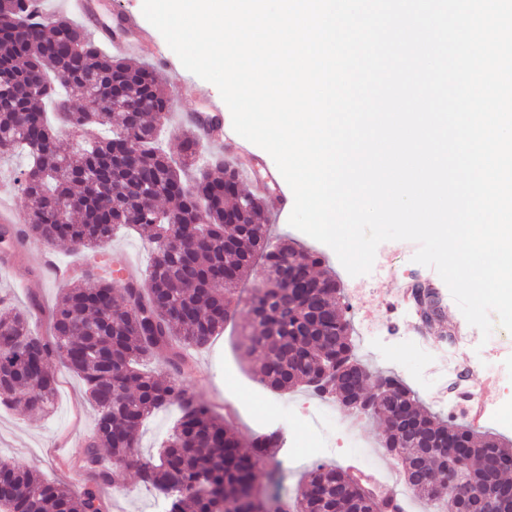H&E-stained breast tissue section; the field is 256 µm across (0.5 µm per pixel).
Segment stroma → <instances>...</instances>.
Masks as SVG:
<instances>
[{
    "label": "stroma",
    "mask_w": 512,
    "mask_h": 512,
    "mask_svg": "<svg viewBox=\"0 0 512 512\" xmlns=\"http://www.w3.org/2000/svg\"><path fill=\"white\" fill-rule=\"evenodd\" d=\"M140 26L149 31L154 42L163 52V62L154 69L161 77L169 99L170 113L160 134V145L172 157H179L180 135L183 130L179 115L196 112L218 114L224 128H231L232 117L215 85L200 81L187 71L177 55L170 49L159 31L153 30L148 21ZM203 155H224L226 160L240 158L254 169L253 178H241L244 190H252L254 181L265 182L264 197L267 208L278 204L284 180L272 157L262 148L233 136L231 152L222 147L202 145ZM272 240H288L307 249H318L328 259V267L335 271L343 298H355L357 305L381 323L383 331L375 339L376 356L368 358V365L376 370L407 379L412 366L426 365L449 347L448 336L454 333L465 318L452 298L450 291L435 269L415 263V243L386 241L377 252L387 259L385 275L366 281L359 295L350 293V276L327 245L291 227L288 222L272 225ZM42 242L27 238L19 242L20 260L0 266V293L11 298L15 307L30 309V328L33 333L45 336L50 331L48 315L59 294L62 283L56 282L42 270L39 254ZM104 258L122 275L143 278L150 262L149 248L143 238L133 230L117 233L104 250ZM424 284L438 294L441 302L437 328L422 327L415 308L399 305L394 313H387L384 299L400 284ZM39 302V309H32V302ZM249 316L248 302H241L236 320L227 324L223 332L205 348L193 351L192 370L185 377L188 391L198 400L211 405L221 413L229 427L245 441L257 434L255 423L266 418L270 400L282 404L298 405L311 401L309 392L296 388L275 393L260 389L241 361L237 349L238 324ZM475 341H483V348H469V357L478 359L475 367L461 366L458 374L449 379L446 394L455 398L457 390L473 393L479 402L489 408H500L501 415L489 425L488 430L506 439H512V380L500 378L499 371L512 368V333L494 328L490 337L473 331ZM60 386L52 413L43 415L23 410L0 407V459L39 471L45 478L81 490L88 477L78 471L74 463L82 455L85 439L95 423V411L85 392L82 381L63 364L54 363ZM105 512H153L156 498L139 481L135 470L122 476L121 487L103 486Z\"/></svg>",
    "instance_id": "1"
}]
</instances>
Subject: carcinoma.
<instances>
[{
    "instance_id": "cac0c4a2",
    "label": "carcinoma",
    "mask_w": 512,
    "mask_h": 512,
    "mask_svg": "<svg viewBox=\"0 0 512 512\" xmlns=\"http://www.w3.org/2000/svg\"><path fill=\"white\" fill-rule=\"evenodd\" d=\"M122 87L142 110L120 103L118 124L110 112H68L74 99L112 98ZM62 110L64 126L84 140L60 153L59 128L42 109ZM169 100L158 74L104 52L69 16L28 19L27 0H0V154L23 152L29 162L20 190L29 202L24 232L49 245L96 252L119 229L146 237L152 260L140 287L125 281L126 308L115 306L112 271L97 263L63 289L52 309L49 338L30 331L29 316L0 296V405L46 413L54 406L58 379L49 362L59 360L79 376L98 415L82 457L75 463L93 482L81 491L46 480L37 471L0 459V512H102L100 487L117 485L121 468L166 502V512H287L280 497L257 489L252 455L206 404L188 394L183 375L190 350L224 330L237 312L238 285L261 258L268 270L250 316L240 326L239 347L255 362L254 378L272 391L303 386L339 403L361 401L360 413L385 423L380 446L402 467L404 480L420 469L423 481L407 488L443 512H512V448L493 434L453 425L418 405L417 396L390 375L371 371L355 353L350 326L336 300V277L311 274L322 256L289 244L273 246L257 195H224V178L239 172L224 158L197 167L183 183L181 167L158 146V127L168 119ZM185 158L196 159L199 142L182 132ZM221 172L215 176L212 170ZM240 223H224V213ZM293 266L304 280L283 287L279 277ZM166 354L168 374L138 369V362ZM357 371L350 384L333 375ZM180 405L158 459L142 460L140 427L155 411ZM413 418L431 440L452 448H429L397 436V414ZM465 475L463 489L449 495L444 480ZM400 512L393 499L360 487L349 470L316 464L298 490L293 512Z\"/></svg>"
}]
</instances>
